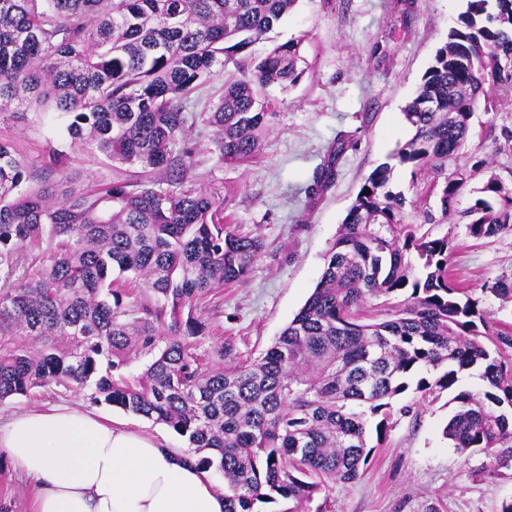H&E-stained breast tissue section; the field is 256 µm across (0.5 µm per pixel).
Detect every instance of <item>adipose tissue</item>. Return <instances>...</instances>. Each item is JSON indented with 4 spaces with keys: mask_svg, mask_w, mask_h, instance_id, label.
<instances>
[{
    "mask_svg": "<svg viewBox=\"0 0 512 512\" xmlns=\"http://www.w3.org/2000/svg\"><path fill=\"white\" fill-rule=\"evenodd\" d=\"M0 452L31 481L33 512H224L196 459L78 407L14 414Z\"/></svg>",
    "mask_w": 512,
    "mask_h": 512,
    "instance_id": "1",
    "label": "adipose tissue"
}]
</instances>
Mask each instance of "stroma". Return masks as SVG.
I'll use <instances>...</instances> for the list:
<instances>
[{
  "label": "stroma",
  "instance_id": "stroma-1",
  "mask_svg": "<svg viewBox=\"0 0 512 512\" xmlns=\"http://www.w3.org/2000/svg\"><path fill=\"white\" fill-rule=\"evenodd\" d=\"M464 0H297L293 11L251 48L267 54L291 39L302 42L310 65L300 82L284 91L268 90L271 131L258 156L242 164H220L206 151L201 134L195 175L229 197L228 212L240 230L259 232L264 249L241 283L225 288L208 317L219 323L238 350L260 353L271 345L311 294L357 192L371 171L388 161L411 135L403 108L433 62L451 27L459 23ZM56 115L27 112L0 120V136L11 137L33 165L51 149L69 151V171L80 179L111 180L109 163L89 152H70L56 128ZM474 134L459 162L490 160L512 187V103L492 113L476 108ZM342 144L331 187L319 198L308 189L329 149ZM451 235L450 266L455 279L495 319L512 314L482 296L484 281L512 267V234L475 239L457 220L435 227ZM448 393L417 412L394 414L385 438L363 477L336 484L329 492L331 512H501L512 500V471L478 475L483 456L461 455L442 435L451 408ZM70 403L165 440L186 443L165 425L108 405H91L87 393L63 391L31 401L0 404V420L32 407ZM31 484L0 453V512H30Z\"/></svg>",
  "mask_w": 512,
  "mask_h": 512
}]
</instances>
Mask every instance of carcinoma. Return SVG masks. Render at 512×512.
<instances>
[{"mask_svg":"<svg viewBox=\"0 0 512 512\" xmlns=\"http://www.w3.org/2000/svg\"><path fill=\"white\" fill-rule=\"evenodd\" d=\"M297 0H0V115L56 112L74 151L138 177L79 183L55 152L36 171L0 140V404L90 391L162 423L224 488V512H309L315 496L366 472L394 400L448 391L444 436L512 470V328L451 279L450 235L421 232L459 215L468 234L512 231V188L489 168L448 167L473 135L478 103L512 100V0H467L404 110L395 153L426 178L407 213L378 165L361 186L314 291L272 344L244 356L209 344L204 310L243 281L263 250L233 227L229 200L192 177L212 130L219 163L255 157L269 128L266 90L305 74L289 40L201 100ZM317 168L311 193L333 181ZM482 293L512 304V270ZM397 298L399 302L390 303ZM377 303H372V300ZM481 369L484 389H457ZM434 373L436 377L427 378Z\"/></svg>","mask_w":512,"mask_h":512,"instance_id":"cac0c4a2","label":"carcinoma"}]
</instances>
